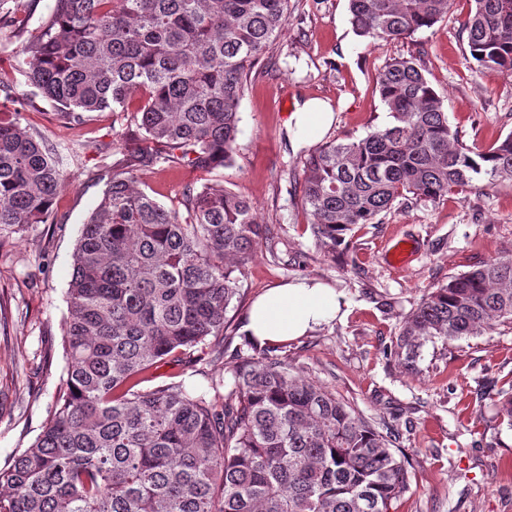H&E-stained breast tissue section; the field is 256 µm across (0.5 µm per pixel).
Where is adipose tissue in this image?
<instances>
[{"instance_id":"obj_1","label":"adipose tissue","mask_w":512,"mask_h":512,"mask_svg":"<svg viewBox=\"0 0 512 512\" xmlns=\"http://www.w3.org/2000/svg\"><path fill=\"white\" fill-rule=\"evenodd\" d=\"M333 122V114L316 101L304 102L292 113L288 129L299 144L319 141ZM344 296L335 289L311 281L297 280L270 289L249 311L247 330L259 342L281 343L305 335L341 313Z\"/></svg>"}]
</instances>
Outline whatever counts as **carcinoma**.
I'll return each mask as SVG.
<instances>
[{
  "label": "carcinoma",
  "instance_id": "carcinoma-1",
  "mask_svg": "<svg viewBox=\"0 0 512 512\" xmlns=\"http://www.w3.org/2000/svg\"><path fill=\"white\" fill-rule=\"evenodd\" d=\"M456 0H349L370 47L431 28ZM27 0H0V43ZM288 22V0H55L16 55L21 95L68 123L144 103L139 150L112 173L83 225L67 291L66 378L35 441L0 467V512H392L409 473L392 440L278 348L252 345L231 370L230 397L181 381L148 386L224 335L238 273L269 243L255 202L207 183L185 213L140 189L160 161L213 171L235 161L239 105L252 69ZM462 32L481 75H512V0H471ZM391 121L357 141H329L305 162L302 203L329 256L357 224L394 202L435 200L479 179L512 182V134L488 150L463 144L444 100L412 58L378 75ZM68 176L54 143L0 109V231L54 223ZM512 326V255L430 289L403 317L390 354L410 371L423 346ZM512 428V391L497 401Z\"/></svg>",
  "mask_w": 512,
  "mask_h": 512
}]
</instances>
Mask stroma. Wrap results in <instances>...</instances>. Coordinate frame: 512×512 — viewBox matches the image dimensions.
Returning a JSON list of instances; mask_svg holds the SVG:
<instances>
[{"label": "stroma", "instance_id": "1", "mask_svg": "<svg viewBox=\"0 0 512 512\" xmlns=\"http://www.w3.org/2000/svg\"><path fill=\"white\" fill-rule=\"evenodd\" d=\"M469 11V0H457L433 27L373 49L354 33L348 0H290L272 64L255 67L245 87L234 164L206 172L161 163L136 173L140 187L168 208L179 207L187 185L223 182L256 202L257 222L274 233L240 277L223 354L201 346L192 367L166 364L157 376L207 391L212 380L229 377L257 296L297 278L342 291L345 319L288 342L284 353L379 430L394 431L409 471L395 512H512V429L495 406L498 391L512 387V329L426 344L413 372L386 354L405 314L430 288L512 254V183L482 179L433 201L397 203L379 223L354 227L347 250L327 257L314 245L301 204L310 150L292 145L287 121L296 103L319 99L334 114L325 140L365 137L388 120L378 73L404 57L416 59L443 96L448 123L464 144L502 141L512 134V76H477L462 33ZM142 102L137 94L128 112L96 113L73 125L58 121L54 106L39 98L11 105L24 126L82 150L58 189L55 223L0 233V465L34 441L56 399L73 253L107 189L109 166L128 159V131ZM401 238L417 254L396 269L383 248Z\"/></svg>", "mask_w": 512, "mask_h": 512}]
</instances>
